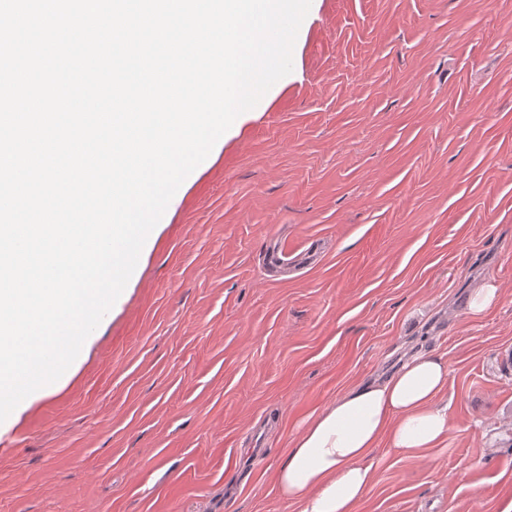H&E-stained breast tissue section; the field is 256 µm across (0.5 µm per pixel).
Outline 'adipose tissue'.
<instances>
[{"label":"adipose tissue","instance_id":"1","mask_svg":"<svg viewBox=\"0 0 512 512\" xmlns=\"http://www.w3.org/2000/svg\"><path fill=\"white\" fill-rule=\"evenodd\" d=\"M447 387L448 364L434 353L354 386L299 430L275 468L278 495L298 512H356L374 480L381 442L433 448L448 433V410L439 404Z\"/></svg>","mask_w":512,"mask_h":512}]
</instances>
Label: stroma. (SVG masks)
I'll return each instance as SVG.
<instances>
[{"label": "stroma", "instance_id": "1", "mask_svg": "<svg viewBox=\"0 0 512 512\" xmlns=\"http://www.w3.org/2000/svg\"><path fill=\"white\" fill-rule=\"evenodd\" d=\"M432 351L451 429L377 448L357 512L512 498V0H312L292 72L0 430V512H296L274 468L301 425ZM500 288L488 285L477 288L470 296L468 302L469 313L474 318L483 317L499 300Z\"/></svg>", "mask_w": 512, "mask_h": 512}]
</instances>
